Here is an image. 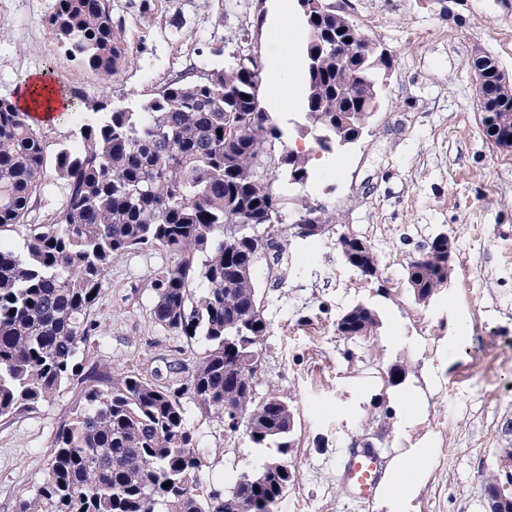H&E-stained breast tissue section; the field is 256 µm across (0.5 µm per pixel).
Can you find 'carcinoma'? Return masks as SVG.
<instances>
[{
	"instance_id": "1",
	"label": "carcinoma",
	"mask_w": 512,
	"mask_h": 512,
	"mask_svg": "<svg viewBox=\"0 0 512 512\" xmlns=\"http://www.w3.org/2000/svg\"><path fill=\"white\" fill-rule=\"evenodd\" d=\"M48 22L79 66L109 77L128 62L109 0H55ZM313 30L363 55L364 78L379 90L374 43L334 15ZM315 50L308 39L303 131L332 152L351 143L339 115L358 111L363 129L369 113L362 99L336 93V65ZM283 137L275 113L260 106L250 62L179 76L131 106L111 110L100 101L55 144L29 113L0 100V418L64 387L77 392L71 420L53 435L43 482L15 512H225L224 501L197 492L204 453L190 403L222 418L232 398L254 447L288 454L292 409H276L284 400L276 393L255 401V389L234 376L237 356L224 353L230 341L260 360L270 333L263 298L241 270L263 252L276 264L286 252L288 236L258 234L270 215L282 223L270 164L292 184L309 178L306 160ZM49 167L61 200L45 212ZM9 233L23 238L22 250L5 246ZM148 249L170 258L151 281L152 319L177 339L161 359L165 373L85 369L77 358L95 341L90 312L106 272L117 258ZM407 281L422 303L444 287L448 239L409 264ZM200 341L208 349L197 357L192 346ZM293 481L284 473L257 489L233 482L221 495L243 498L246 512H266V501Z\"/></svg>"
}]
</instances>
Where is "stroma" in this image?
<instances>
[{
  "mask_svg": "<svg viewBox=\"0 0 512 512\" xmlns=\"http://www.w3.org/2000/svg\"><path fill=\"white\" fill-rule=\"evenodd\" d=\"M111 0L125 24L131 62L109 81L69 60L47 23L54 0H0V99L16 100L37 72L72 95L73 116L47 124L67 136L101 99L125 106L151 97L171 76L224 69L248 40L263 53L276 0ZM392 59L379 109L356 144L336 150L340 169H311L305 184L277 177L282 219L320 209L325 234L292 237L278 268L254 274L271 331L257 397L276 392L295 413L287 461L295 480L280 512H387L382 493L358 502L343 476L348 450L372 442L385 465L414 448L430 451L411 512H484L483 484L512 445V152L481 130L472 61L495 60L512 80V0H336ZM247 38H240V31ZM453 244L450 280L428 303L414 299L406 267L438 234ZM355 236L378 257L367 278L344 260L338 240ZM167 257L148 251L113 263L91 317L99 326L85 367L114 364L151 374L171 336L151 318L150 281ZM378 315L366 338L338 336V317L356 304ZM468 336L450 347L457 321ZM405 370L387 383L391 366ZM422 403L408 419L402 392ZM74 390L0 418V512L42 482L50 440L71 416ZM205 450L201 488L258 473L276 448L192 410Z\"/></svg>",
  "mask_w": 512,
  "mask_h": 512,
  "instance_id": "obj_1",
  "label": "stroma"
}]
</instances>
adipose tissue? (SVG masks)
Segmentation results:
<instances>
[{"mask_svg": "<svg viewBox=\"0 0 512 512\" xmlns=\"http://www.w3.org/2000/svg\"><path fill=\"white\" fill-rule=\"evenodd\" d=\"M295 13L293 0H278L276 11L267 22L270 31L266 45L269 67L264 79L272 92L262 99L261 105L269 112H279L292 105L299 86L298 73L287 65L288 58L297 49L299 37L292 24ZM20 102L24 111L47 116L55 124L66 120L71 110L69 96L59 95L51 83L39 77L24 83ZM428 463V450L417 448L409 459L392 468L385 487L390 512H406L407 493L416 485Z\"/></svg>", "mask_w": 512, "mask_h": 512, "instance_id": "1", "label": "adipose tissue"}]
</instances>
